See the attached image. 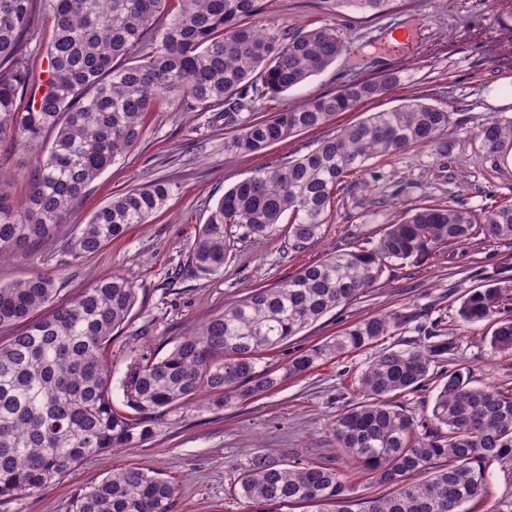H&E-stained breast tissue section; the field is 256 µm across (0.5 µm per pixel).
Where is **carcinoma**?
Segmentation results:
<instances>
[{
	"label": "carcinoma",
	"instance_id": "obj_1",
	"mask_svg": "<svg viewBox=\"0 0 512 512\" xmlns=\"http://www.w3.org/2000/svg\"><path fill=\"white\" fill-rule=\"evenodd\" d=\"M384 12L392 0H336ZM262 0H0V137L13 135L32 156L28 190L8 203L0 176V260L50 237L87 188L143 139L145 118L159 106L224 112L226 150L262 151L301 131L329 124L339 112L384 95L391 73L352 80L332 94L268 119L241 117L258 100L306 83L352 51L336 27L297 33L252 22ZM53 26L43 53L40 21ZM47 63L35 79L33 63ZM454 113L409 98L373 112L296 157L257 169L218 200L190 249L203 274L224 269L229 229L255 241L285 225L288 244L317 240L343 203L350 177L374 158L412 146L432 148L448 169L446 133ZM486 154L512 148V118L478 127ZM172 194L150 180L119 192L79 228L71 242L90 256L135 224H149ZM479 237L512 244V197L485 195L477 209L461 195L425 201L383 225L379 235L302 267L272 287L211 317L164 356L131 350L122 379L123 412L112 406L108 348L138 296L133 281L112 275L60 302L53 278L40 273L0 284V328L21 330L0 343V498L35 493L109 448L134 449L155 433L157 416L192 405L202 392L226 407L278 390L325 362L402 334L412 316L379 313L313 345L280 368H258L266 355L334 309L350 304L385 274L463 254ZM512 278L461 298L464 325L491 324L490 346L512 355ZM455 344L439 323L427 343L380 353L358 378L362 393L336 414L332 431L349 466L252 457L240 481L251 502L334 505L336 512H474L490 467L505 488L489 512H512V386L477 385L469 370L436 371ZM433 384L430 414L416 417L397 399ZM380 492L355 495L352 474ZM177 488L138 467L119 469L73 495L66 512H170Z\"/></svg>",
	"mask_w": 512,
	"mask_h": 512
}]
</instances>
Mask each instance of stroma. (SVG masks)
Listing matches in <instances>:
<instances>
[{"label": "stroma", "instance_id": "35a3bbf8", "mask_svg": "<svg viewBox=\"0 0 512 512\" xmlns=\"http://www.w3.org/2000/svg\"><path fill=\"white\" fill-rule=\"evenodd\" d=\"M262 24L297 32L313 22L335 25L358 49L339 58L301 87L256 102L259 114L291 109L308 97L335 92L355 79L388 69L396 82L383 96L352 111L338 113L328 125L300 132L254 154L225 149L227 134L215 112L176 110L166 106L150 113L141 143L109 167L59 224L54 236L33 250L23 249L0 261V282L51 276L62 300L75 299L98 280L119 273L133 280L138 301L128 320L115 331L112 350V402L123 405L121 380L130 349L167 354L180 336L252 289L269 287L318 262L361 237L379 233L387 220L399 219L414 203L462 193L479 207L486 193L512 197V160L490 163L475 132L481 124L512 117L491 92L512 95V0L507 16L494 21L486 0H393L389 10L371 15L336 5L335 0H264ZM413 34L404 52H384L392 34ZM408 96H423L437 106L462 112L450 126L454 156L447 176H439L429 148L416 146L391 157L375 158L376 174L367 186H355L324 227L322 237L305 248L290 249L288 236L277 233L260 241L238 240L223 271L186 272L184 264L201 224L225 190L265 165L295 156L305 146L336 134L372 112L388 111ZM29 154L0 140V170L9 177L11 203L28 188ZM150 179L172 183L174 191L152 223L133 226L99 252L74 257L70 242L80 224L119 191ZM388 208L375 205L380 195ZM512 277V245L490 246L472 239L458 264L445 268L424 263L384 277L349 305L337 308L291 337L266 362L281 366L301 351L329 339L347 325L376 313L412 314L409 330L345 354L311 373L286 381L276 392L223 408L208 396L197 404L162 417L143 447L108 450L81 462L59 481L33 494L0 498V512H65L69 498L129 466L165 479L177 489L171 512H311L298 505L254 503L243 499L238 480L258 454L272 460H303L344 466L331 422L349 402L359 400L357 380L382 351L423 343L435 319H442L456 343L449 366H466L480 384H512V356L494 350L487 326H460L457 308L470 290Z\"/></svg>", "mask_w": 512, "mask_h": 512}]
</instances>
